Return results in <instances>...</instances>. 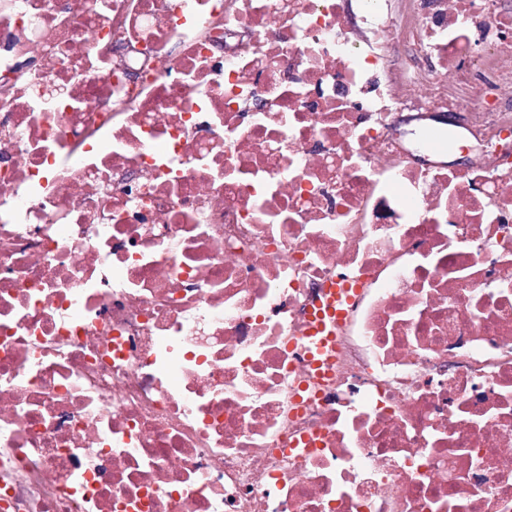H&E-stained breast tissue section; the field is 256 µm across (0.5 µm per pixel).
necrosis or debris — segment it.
<instances>
[{
  "mask_svg": "<svg viewBox=\"0 0 512 512\" xmlns=\"http://www.w3.org/2000/svg\"><path fill=\"white\" fill-rule=\"evenodd\" d=\"M5 81L0 512H512L511 9L0 0ZM453 109H456V118H452L454 121H448V118L445 114L443 115H436L435 117L439 120H447L444 123H441L442 121L436 120L428 115H424L423 117L416 116L415 112H407L402 111L399 112L396 125L401 130V132H410L411 130L417 129L418 127L426 124H446L447 128L450 130H462L458 127L464 128L468 124L469 120V106L467 101L464 98H461L458 103L453 107ZM433 119V120H432ZM445 125V127H446ZM458 126V127H457ZM422 158L427 160L429 164H431L434 161H447L448 165L451 164L453 166H450L451 168L455 169H466L468 165H471L473 154L471 152L467 151H455L447 155V157H440L437 155H434L430 153L427 149H420L416 152H414L413 160L418 166L426 167L425 165H422L421 163L417 162L416 158ZM459 164V165H458ZM327 288H329V295L326 304L323 308H319L316 315L312 316L310 328L309 341L318 355L324 354L326 348L331 347L334 343L333 333L336 324L341 322L346 315V309L343 308L344 302L351 301L352 294L350 292L356 294L359 285L346 275H340Z\"/></svg>",
  "mask_w": 512,
  "mask_h": 512,
  "instance_id": "obj_1",
  "label": "necrosis or debris"
}]
</instances>
